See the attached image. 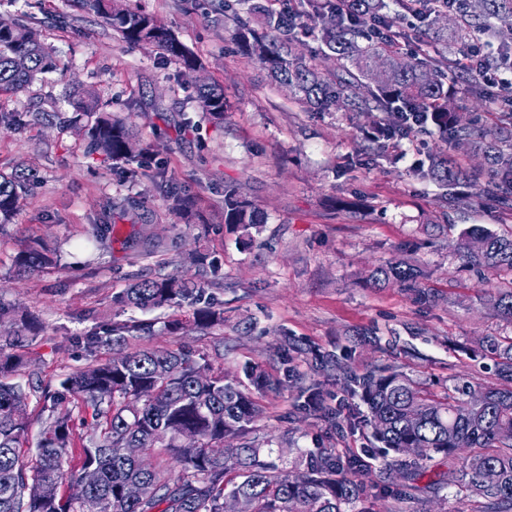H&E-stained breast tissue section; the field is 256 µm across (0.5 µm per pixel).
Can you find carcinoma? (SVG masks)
<instances>
[{
  "label": "carcinoma",
  "mask_w": 512,
  "mask_h": 512,
  "mask_svg": "<svg viewBox=\"0 0 512 512\" xmlns=\"http://www.w3.org/2000/svg\"><path fill=\"white\" fill-rule=\"evenodd\" d=\"M106 25L130 45H150L164 59H173L186 69L201 70L195 56L168 28L158 30L155 18L131 9L125 0H85ZM350 0L342 11L336 0H307L298 19L288 14V4L275 10L269 0L249 7L250 20L240 21L233 38L241 52L255 61L267 80L286 85L307 108L342 109L347 112H411L422 128H433L454 149L469 144L501 174L500 203L512 199V143L502 134H487L474 140L469 124L450 111L448 103L458 92V82L473 84L469 75L452 65L454 53L441 52L412 62L401 53L363 33L362 21L387 16L397 22L406 0ZM454 13L452 28L439 29L443 40L458 50L474 38L505 40V30L496 26L512 19V0H461L452 9L443 0H425L421 16L435 25L441 16ZM312 14L321 22L325 58L336 63L322 66L297 49L296 29L301 18ZM24 53L29 67L17 71L13 57ZM51 51L29 27L18 26L14 34L0 33V93H16L38 74L64 71ZM199 107L214 120L224 119V89L208 82L197 87ZM441 113L438 120L425 110ZM89 148L126 165L142 159V149L129 138L124 124L100 116L88 129ZM419 179H433L441 197L452 201L455 188L466 177L467 167L447 155L428 157L413 167ZM26 178L16 173L0 176V222L17 209ZM159 189L174 210L191 206L189 195L166 184ZM225 223L244 229L256 223L253 204L236 194L224 195ZM462 260L492 276H509L495 288L498 316L512 324V235H498L472 225L457 242ZM53 264L49 250L40 243L24 245L14 258L17 270L35 271ZM373 279L403 286L421 300L418 271L400 259L379 266ZM203 286L176 276L143 278L135 282L120 302L134 308L181 305L191 297L202 299ZM200 332L224 324V310L209 304L193 309L189 320ZM150 323L113 322L86 336L90 353L119 349L112 357L70 372L56 387L41 389L40 439L34 458L20 452L31 427L28 413L31 390L13 380L23 366L21 356L6 351L18 348L23 334L39 333L35 323L22 318L13 336H0V512H224V495L234 493L246 503L247 512H371L363 506L370 496L390 502L384 512H421L418 482L425 475V462L435 454L448 457V486L456 493L478 499L476 512H512V336H485L479 340L482 356L493 361L497 383L476 390L458 380L437 393L394 367L358 371L350 362L352 349L342 347L314 357V371L326 381H338L342 391L357 396L368 413L344 412L324 404L325 381L314 379L299 387L294 407L310 416H321L336 430L371 429L384 458V472L400 470L401 480L389 477L367 486L366 460L343 455L331 448H316L301 455L290 469L273 459L272 441L263 449L249 438L263 410L247 385L214 367L210 355L191 350H153L131 347V340L151 330ZM311 348L288 336L278 352L277 375L258 365H246L243 374L254 387L285 391L298 384L294 358H308ZM187 429L194 441L181 443L177 433ZM238 442L234 457L224 456V442ZM81 448L80 461L72 464V449ZM121 448H161L175 460L173 469L164 459L144 467L124 458ZM405 448H419L415 458L403 455ZM498 475V484L485 487L480 475L485 469ZM91 472L96 476L80 500L63 491L65 484ZM136 482L143 498H125L126 484ZM58 485L47 497L43 486Z\"/></svg>",
  "instance_id": "cac0c4a2"
}]
</instances>
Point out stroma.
I'll use <instances>...</instances> for the list:
<instances>
[{
    "label": "stroma",
    "mask_w": 512,
    "mask_h": 512,
    "mask_svg": "<svg viewBox=\"0 0 512 512\" xmlns=\"http://www.w3.org/2000/svg\"><path fill=\"white\" fill-rule=\"evenodd\" d=\"M211 2L126 0L171 28L201 60L203 76L223 86L227 109L218 125L199 111L195 79L178 62L127 45L80 0H0V19L32 27L67 66L0 96V113L31 118L19 129H0V173L30 175L16 215L0 227V302L43 327L23 349L26 377L54 385L92 364L85 336L112 321L145 319L116 302L135 279L195 281L207 259L219 271L204 292L223 306V328L169 335L163 321L186 319L192 309L185 304L161 311V324L138 348L217 349L225 373L240 374L247 363L272 373L285 331L322 352L353 348L351 363L360 370L395 364L438 391L459 378L492 384L491 361L468 349L484 336H511L512 325L456 251L470 225L512 231V209L485 192L490 174L482 159H470L480 174L469 205L442 200L434 182L408 169L438 152L465 156V147L452 150L417 133L394 152L368 148L363 133L380 114L302 107L241 55L233 11ZM89 90L151 147L134 176L88 154L83 127L92 118L74 101ZM161 172L191 196V212L172 210L155 192ZM229 187L259 214L251 242L224 222ZM38 238L55 248L57 265L16 276L14 256ZM394 257L423 271L430 303L415 302L396 283L375 285L373 270ZM257 398L264 413L256 434L271 437L285 463L321 445L367 456L365 481H379L381 461L367 455L370 434L327 435L294 409L289 391Z\"/></svg>",
    "instance_id": "35a3bbf8"
}]
</instances>
